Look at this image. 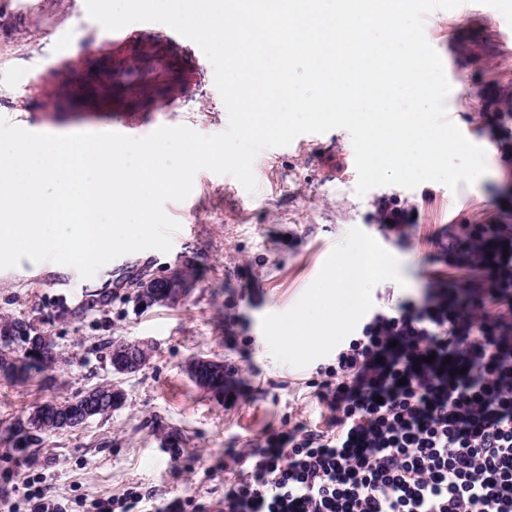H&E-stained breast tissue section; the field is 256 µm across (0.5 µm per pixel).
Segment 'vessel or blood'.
Wrapping results in <instances>:
<instances>
[{
	"label": "vessel or blood",
	"instance_id": "vessel-or-blood-1",
	"mask_svg": "<svg viewBox=\"0 0 512 512\" xmlns=\"http://www.w3.org/2000/svg\"><path fill=\"white\" fill-rule=\"evenodd\" d=\"M115 55L105 58L97 48L73 55L66 42H59L56 56L69 63V74L52 89L31 82V97L46 111L114 114L124 136L140 131L151 111H174L183 86L194 73L181 55L187 45L176 31L161 33L151 23L104 34ZM148 105V112L134 110V103Z\"/></svg>",
	"mask_w": 512,
	"mask_h": 512
}]
</instances>
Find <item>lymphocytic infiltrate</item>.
Here are the masks:
<instances>
[{"label":"lymphocytic infiltrate","mask_w":512,"mask_h":512,"mask_svg":"<svg viewBox=\"0 0 512 512\" xmlns=\"http://www.w3.org/2000/svg\"><path fill=\"white\" fill-rule=\"evenodd\" d=\"M438 281L376 311L318 367L325 429L234 454L222 512H512V224H454Z\"/></svg>","instance_id":"lymphocytic-infiltrate-1"}]
</instances>
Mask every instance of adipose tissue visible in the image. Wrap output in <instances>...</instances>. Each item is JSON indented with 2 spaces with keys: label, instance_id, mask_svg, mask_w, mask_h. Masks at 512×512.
Here are the masks:
<instances>
[{
  "label": "adipose tissue",
  "instance_id": "1",
  "mask_svg": "<svg viewBox=\"0 0 512 512\" xmlns=\"http://www.w3.org/2000/svg\"><path fill=\"white\" fill-rule=\"evenodd\" d=\"M389 267L387 259L372 254L363 246L343 249L323 286L313 290L309 307L298 320L304 331L299 348L310 351L331 340L336 330L361 306L368 281Z\"/></svg>",
  "mask_w": 512,
  "mask_h": 512
}]
</instances>
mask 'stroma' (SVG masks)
Returning a JSON list of instances; mask_svg holds the SVG:
<instances>
[{"label":"stroma","mask_w":512,"mask_h":512,"mask_svg":"<svg viewBox=\"0 0 512 512\" xmlns=\"http://www.w3.org/2000/svg\"><path fill=\"white\" fill-rule=\"evenodd\" d=\"M510 24L512 0H464L425 19L428 41L455 65L448 117L486 151L487 172L473 185L383 186L360 197L356 171L344 166L350 134H302L256 156V191L225 188L223 175L199 171L190 195L165 205L171 219L194 225L193 234L173 236L169 252L128 253L103 266L92 285L118 286L106 305L86 304L78 285L36 282L37 265L26 258L0 270V322H30L67 358L25 382L0 378V498L23 504L35 480L48 494L75 502V512L131 487L156 504L178 497L208 507L223 500L225 482L245 471L232 463L233 451L285 430L290 420L324 428L329 412L307 386L316 368L334 359L373 310L439 279L474 278V271L439 259L450 225L512 222V115L485 101L489 94L512 100V39L500 36ZM104 33L83 0H0V116L32 132H76L78 122L66 113L30 104L28 84L53 72L56 37L79 52ZM228 122L207 62L200 91L176 111L153 113L150 127L214 134ZM386 204L404 209L408 220L402 234L382 238L377 215ZM353 242L382 244L391 273L369 282L363 305L334 339L299 353L286 338L292 317L339 249ZM187 269L193 287L182 302L138 305L142 280ZM141 338L155 344L149 364L132 376L113 373L104 345ZM199 358L237 368L235 397L190 379L186 367ZM111 382L126 401L108 417L44 435L24 452L13 447L9 428L36 406Z\"/></svg>","instance_id":"35a3bbf8"}]
</instances>
